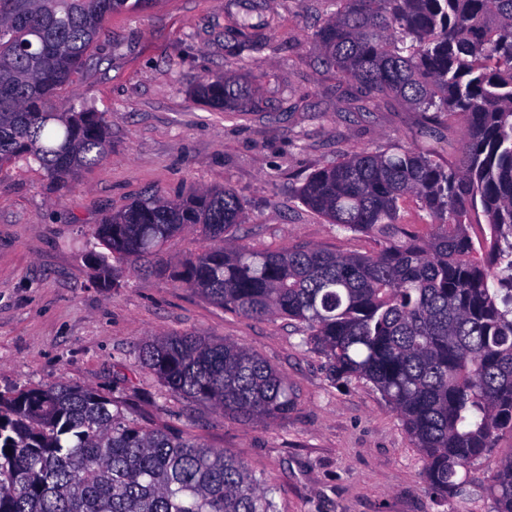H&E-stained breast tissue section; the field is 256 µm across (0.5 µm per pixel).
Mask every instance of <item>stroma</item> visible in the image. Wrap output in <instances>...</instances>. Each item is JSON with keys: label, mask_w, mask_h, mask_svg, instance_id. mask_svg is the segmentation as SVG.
Here are the masks:
<instances>
[{"label": "stroma", "mask_w": 512, "mask_h": 512, "mask_svg": "<svg viewBox=\"0 0 512 512\" xmlns=\"http://www.w3.org/2000/svg\"><path fill=\"white\" fill-rule=\"evenodd\" d=\"M261 2L280 21V53L246 47L237 35L233 20L252 0H159L112 15L97 46L104 64L80 72L68 90L104 114L107 160L63 196L38 164L0 168V392L95 388L144 427L244 457L274 485L277 512H493L482 464L457 494L431 495L393 407L370 384L332 381L292 321L242 317L169 276L134 275L122 264L113 287L91 283L93 228L145 193L230 185L247 212L232 235L251 247L369 253L373 239L338 230L301 202L306 177L343 154L394 144L427 145L443 163L455 158L461 121L424 140L421 113L400 99L356 110L355 83L323 67L311 39L321 0ZM227 71L257 87L261 111L219 112L193 97L198 82ZM194 330L268 361L293 393L288 415L247 425L134 369L144 339Z\"/></svg>", "instance_id": "35a3bbf8"}]
</instances>
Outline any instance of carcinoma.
Listing matches in <instances>:
<instances>
[{"label":"carcinoma","mask_w":512,"mask_h":512,"mask_svg":"<svg viewBox=\"0 0 512 512\" xmlns=\"http://www.w3.org/2000/svg\"><path fill=\"white\" fill-rule=\"evenodd\" d=\"M155 0H0V167L32 160L58 192L111 150L103 114L61 103L96 66L114 13ZM313 40L324 65L367 98L398 97L462 119L460 158L424 146L361 150L311 172L302 202L374 239L366 254L255 249L230 236L238 192L194 189L137 199L93 231L92 282L110 259L135 273L197 227L209 247L172 272L179 288L247 318L286 317L333 380H363L401 416L424 484L445 499L487 463L495 512H512V0H324ZM212 107L254 112L231 72L193 90ZM414 201L433 232L403 222ZM138 363L170 391L268 423L294 405L288 382L245 345L201 332L145 339ZM92 388L0 394V512H276L272 488L240 457L147 429Z\"/></svg>","instance_id":"carcinoma-1"}]
</instances>
